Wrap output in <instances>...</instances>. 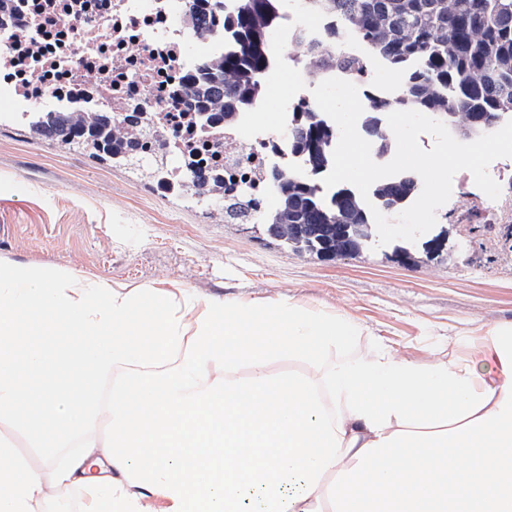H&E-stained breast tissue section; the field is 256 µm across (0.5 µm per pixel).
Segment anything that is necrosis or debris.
Returning a JSON list of instances; mask_svg holds the SVG:
<instances>
[{
    "label": "necrosis or debris",
    "instance_id": "4bbe7bcc",
    "mask_svg": "<svg viewBox=\"0 0 512 512\" xmlns=\"http://www.w3.org/2000/svg\"><path fill=\"white\" fill-rule=\"evenodd\" d=\"M186 0H19L10 15H0V97L11 109L8 120L26 121L37 103L52 101L54 110L112 114L137 113L134 134L148 159L162 161L156 193L170 195L185 185V166L204 160L224 168V187L245 193L252 215L271 209L277 192L260 172L302 175L303 164L289 155L290 125L259 131L239 123L233 128L195 124L179 99L187 71L205 56L234 45L232 34L205 33L186 25ZM336 19L306 0H288L270 33L268 49L275 77L264 80L253 106L265 112H291L320 81L345 78L336 67L312 74L311 52H339L373 74L377 62L354 38L334 42Z\"/></svg>",
    "mask_w": 512,
    "mask_h": 512
}]
</instances>
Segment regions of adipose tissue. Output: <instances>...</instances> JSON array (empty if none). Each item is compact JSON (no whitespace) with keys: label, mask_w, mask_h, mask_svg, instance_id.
<instances>
[{"label":"adipose tissue","mask_w":512,"mask_h":512,"mask_svg":"<svg viewBox=\"0 0 512 512\" xmlns=\"http://www.w3.org/2000/svg\"><path fill=\"white\" fill-rule=\"evenodd\" d=\"M138 292L52 269L0 272V417L28 428L47 462L99 404L114 368L140 366L108 405L109 449L53 485L0 441V512H36L82 487L96 512H512V325L480 358L416 362L376 347L350 356L353 320L293 299L221 303L161 293L160 326L133 320ZM30 313L32 330L19 316ZM290 348L310 371L273 376ZM247 365L246 379L233 369ZM77 369L67 392L42 376ZM106 459L117 478L92 479Z\"/></svg>","instance_id":"obj_1"}]
</instances>
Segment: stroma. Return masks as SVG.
<instances>
[{
    "label": "stroma",
    "mask_w": 512,
    "mask_h": 512,
    "mask_svg": "<svg viewBox=\"0 0 512 512\" xmlns=\"http://www.w3.org/2000/svg\"><path fill=\"white\" fill-rule=\"evenodd\" d=\"M486 195L451 194L438 210L441 254L417 263L377 246L356 258L320 260L285 250L250 224H227L193 201L156 196L151 185L88 153L35 145L0 125V265L49 267L112 285L186 288L221 302L290 298L353 319L347 349L382 346L420 362L477 356L476 339L512 324V241L484 221ZM106 411L58 451L65 466L111 435ZM26 464L53 483L24 428L0 421Z\"/></svg>",
    "instance_id": "obj_1"
}]
</instances>
